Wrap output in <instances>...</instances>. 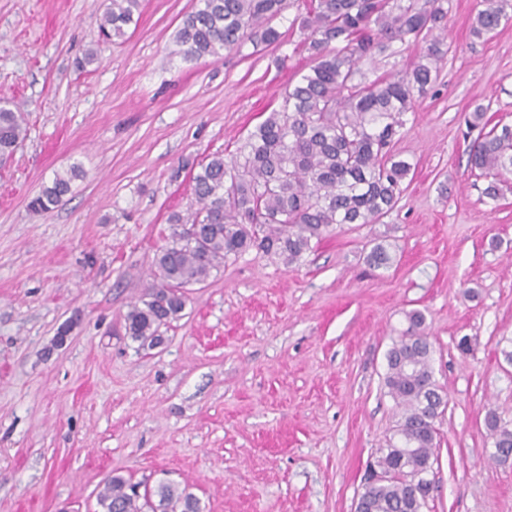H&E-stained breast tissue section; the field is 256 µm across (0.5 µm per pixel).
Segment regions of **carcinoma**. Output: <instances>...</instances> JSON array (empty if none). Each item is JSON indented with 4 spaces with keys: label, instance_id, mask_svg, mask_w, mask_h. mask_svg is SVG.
<instances>
[{
    "label": "carcinoma",
    "instance_id": "obj_1",
    "mask_svg": "<svg viewBox=\"0 0 512 512\" xmlns=\"http://www.w3.org/2000/svg\"><path fill=\"white\" fill-rule=\"evenodd\" d=\"M284 0H197L177 30L178 53L186 61L219 59L248 39L268 47L282 37L271 25ZM141 0H109L99 19L103 39L125 36ZM472 35L481 38L512 18V0H481ZM443 0H305V14L293 19L304 38L310 66L290 84L279 108L251 130L236 152L217 153L193 175L198 208L168 218V242L157 254L152 283L140 303L125 315L126 335L141 349L163 340L161 328L180 317L184 289L201 284L231 258L251 250L299 262L321 241L346 224H373L391 211L404 191L411 165L391 151L422 95L437 78V64L447 54ZM399 42L419 52L410 65L369 83L357 80L362 66ZM25 138L24 116L0 105V157L14 154ZM469 163L492 181L485 194L498 198V178L512 174V126L494 125L474 141ZM80 175L77 168L57 174L30 201L29 209H54ZM380 268L391 262L382 243L366 256ZM408 326L386 354L383 385L399 419L374 467L388 478L365 486L366 512H423L431 482L410 483L428 475L437 460V419L448 396L432 368L433 347L424 334V315L413 310ZM485 425L497 463L509 461L512 423L494 410ZM109 476L97 496L101 512H195L198 499L170 482L151 487Z\"/></svg>",
    "mask_w": 512,
    "mask_h": 512
}]
</instances>
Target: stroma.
<instances>
[{"instance_id": "obj_1", "label": "stroma", "mask_w": 512, "mask_h": 512, "mask_svg": "<svg viewBox=\"0 0 512 512\" xmlns=\"http://www.w3.org/2000/svg\"><path fill=\"white\" fill-rule=\"evenodd\" d=\"M106 2L0 0V100L27 123L0 165V512H98L112 474L172 480L202 512H353L397 420L385 355L412 310L448 394L425 512H512V462L490 459L484 424L491 408L512 420V175L485 196L467 124L483 105L512 125V23L475 38L478 0H447L449 50L394 145L412 171L391 212L293 266L228 261L141 350L123 319L169 215L196 206L193 174L309 65L292 26L304 0H285L278 44L197 62L175 46L196 0H143L102 44ZM74 167L62 202L30 211ZM379 241L392 262L377 269Z\"/></svg>"}]
</instances>
